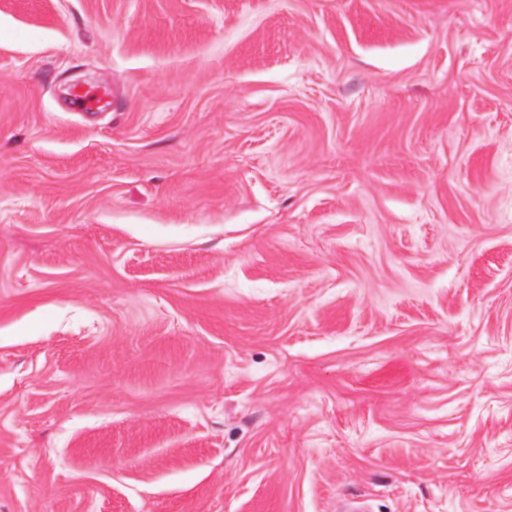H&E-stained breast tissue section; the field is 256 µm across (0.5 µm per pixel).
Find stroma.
<instances>
[{"label":"stroma","instance_id":"stroma-1","mask_svg":"<svg viewBox=\"0 0 512 512\" xmlns=\"http://www.w3.org/2000/svg\"><path fill=\"white\" fill-rule=\"evenodd\" d=\"M351 496L512 512V0H0V512Z\"/></svg>","mask_w":512,"mask_h":512}]
</instances>
